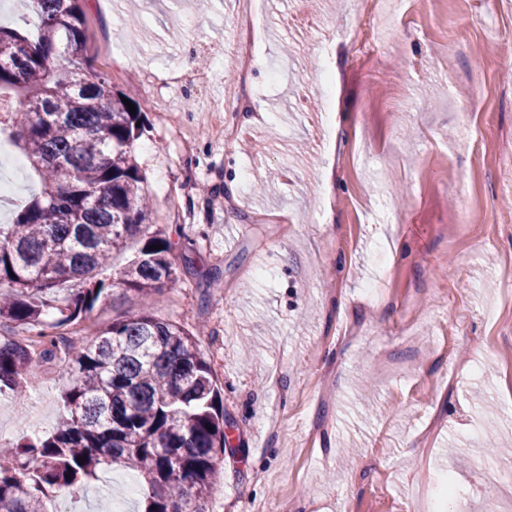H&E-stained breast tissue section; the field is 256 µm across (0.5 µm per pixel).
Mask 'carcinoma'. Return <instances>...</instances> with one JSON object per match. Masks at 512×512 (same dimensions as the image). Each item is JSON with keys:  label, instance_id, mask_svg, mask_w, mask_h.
I'll return each mask as SVG.
<instances>
[{"label": "carcinoma", "instance_id": "obj_1", "mask_svg": "<svg viewBox=\"0 0 512 512\" xmlns=\"http://www.w3.org/2000/svg\"><path fill=\"white\" fill-rule=\"evenodd\" d=\"M33 7L36 33L0 26V90L24 93L0 111V133H9L41 185L0 224V286L9 288L0 293V328L29 326L40 352L0 340V394L21 399L34 357L60 351L68 384L53 434L0 448V512H47L55 491L114 464L144 482V512H205L231 440L195 336L151 311L152 295L178 278L176 243L149 223L147 179L135 156L146 132L141 106L129 112L124 95L89 65L84 0ZM134 239L140 247L118 277H100ZM116 287L139 294L142 307L80 344L63 336ZM58 290L67 295L56 304L50 295Z\"/></svg>", "mask_w": 512, "mask_h": 512}]
</instances>
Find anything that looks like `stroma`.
Instances as JSON below:
<instances>
[{
	"label": "stroma",
	"mask_w": 512,
	"mask_h": 512,
	"mask_svg": "<svg viewBox=\"0 0 512 512\" xmlns=\"http://www.w3.org/2000/svg\"><path fill=\"white\" fill-rule=\"evenodd\" d=\"M366 2L263 0L252 113L228 101L233 0L85 3L92 68L144 112L150 220L192 241L152 307L221 393L234 450L207 512H421L445 473L431 512L512 497L489 452L512 441V0H382L364 45ZM19 154L1 135L0 224L40 190ZM65 384L37 360L0 396V446L50 435ZM131 479L47 508L142 512Z\"/></svg>",
	"instance_id": "obj_1"
}]
</instances>
